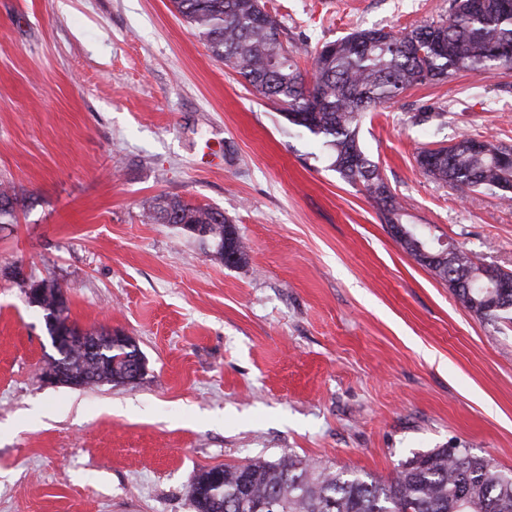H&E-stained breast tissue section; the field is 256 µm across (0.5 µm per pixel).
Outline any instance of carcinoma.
<instances>
[{
  "label": "carcinoma",
  "mask_w": 512,
  "mask_h": 512,
  "mask_svg": "<svg viewBox=\"0 0 512 512\" xmlns=\"http://www.w3.org/2000/svg\"><path fill=\"white\" fill-rule=\"evenodd\" d=\"M196 30L211 54L241 76L252 91L269 100L288 122L306 131L329 157V168L349 184H360L386 224H399L403 205L392 194L379 166L361 147L359 128L368 113L410 88L441 82L456 72L488 74L512 67V0H451L448 18L410 30L355 29L322 45L326 59L313 56L312 73H303L298 50L288 47L281 24L263 0H170ZM465 137L450 146L423 148L416 163L428 177L456 194L489 191L502 199L512 193V147L482 141L471 146ZM25 198L0 183V224L17 223ZM146 218L155 224H178L201 239L219 240L224 262L247 259L240 237L225 243L224 213L194 205L178 195L160 196ZM402 248L448 284L458 302L480 318L512 320V291L496 282L512 283V272L495 269L497 281L480 275L487 265L457 250L450 260L427 262L416 242ZM36 307L44 320L69 322L68 299L55 281L39 282ZM98 352L91 355L73 341L51 365L61 383L86 387L130 384L128 364L138 352L129 339L110 338L105 330L85 331ZM186 494L195 512H241L240 496L254 506L274 503L272 512H512V471L489 460L446 448L416 454L400 462L388 478H361L333 470L292 453L275 460L251 459L194 473Z\"/></svg>",
  "instance_id": "1"
}]
</instances>
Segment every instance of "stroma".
<instances>
[{
    "label": "stroma",
    "instance_id": "1",
    "mask_svg": "<svg viewBox=\"0 0 512 512\" xmlns=\"http://www.w3.org/2000/svg\"><path fill=\"white\" fill-rule=\"evenodd\" d=\"M265 2L308 72L449 0ZM428 108L444 120L414 124ZM465 136L512 146V69L411 88L359 134L405 224L512 271V198L416 163ZM317 150L170 0H0V183L30 200L0 226V512H194L195 472L288 452L376 478L435 448L512 470V325L462 307ZM161 194L222 211L247 261L144 219ZM53 279L72 322L137 345L141 383L42 381L26 289Z\"/></svg>",
    "mask_w": 512,
    "mask_h": 512
}]
</instances>
